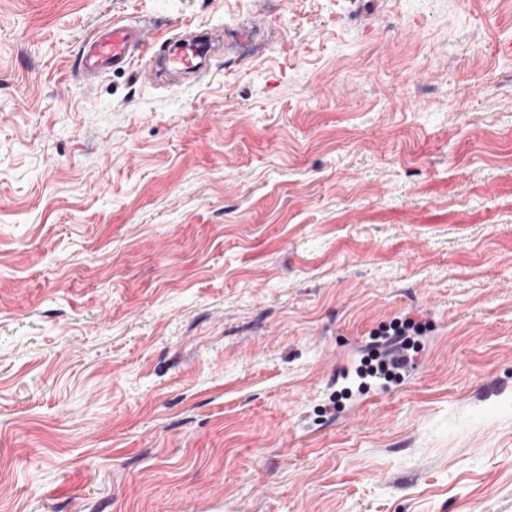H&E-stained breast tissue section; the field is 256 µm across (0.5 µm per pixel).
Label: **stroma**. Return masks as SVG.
<instances>
[{
    "label": "stroma",
    "instance_id": "obj_1",
    "mask_svg": "<svg viewBox=\"0 0 512 512\" xmlns=\"http://www.w3.org/2000/svg\"><path fill=\"white\" fill-rule=\"evenodd\" d=\"M112 21L223 36L86 81ZM206 494L512 512V0H0V512ZM209 50V34L201 33L197 36L192 48L176 46L171 55V63L183 70L195 71L199 69L201 60ZM422 330V324L416 323L407 317H399L390 322L388 326L382 327L377 336H394L392 342L398 344V348L405 351L408 358L412 360L408 352L413 350L416 353L418 350L414 343L411 342L410 336L420 335ZM364 370V374H366L367 378L382 383L400 381L405 374L404 371L400 369L399 364L394 361H387L381 354L370 359L369 363L365 365Z\"/></svg>",
    "mask_w": 512,
    "mask_h": 512
}]
</instances>
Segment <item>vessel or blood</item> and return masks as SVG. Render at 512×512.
Returning a JSON list of instances; mask_svg holds the SVG:
<instances>
[{
	"instance_id": "1",
	"label": "vessel or blood",
	"mask_w": 512,
	"mask_h": 512,
	"mask_svg": "<svg viewBox=\"0 0 512 512\" xmlns=\"http://www.w3.org/2000/svg\"><path fill=\"white\" fill-rule=\"evenodd\" d=\"M209 50V35H198L193 47H174L171 62L174 66L194 71L199 69L202 59ZM142 56L151 55L153 46L146 35L137 28L123 24H110L86 39L82 47L83 73L88 77H98L112 67L127 65L132 53Z\"/></svg>"
}]
</instances>
